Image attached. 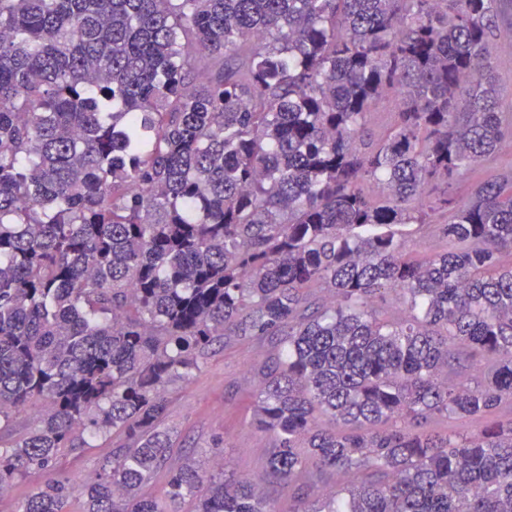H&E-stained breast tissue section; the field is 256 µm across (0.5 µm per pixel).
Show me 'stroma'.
I'll return each instance as SVG.
<instances>
[{
	"mask_svg": "<svg viewBox=\"0 0 512 512\" xmlns=\"http://www.w3.org/2000/svg\"><path fill=\"white\" fill-rule=\"evenodd\" d=\"M494 76L501 89L500 109L512 113V28L501 27L491 41ZM275 347L274 340L214 344L199 371L176 382L165 420L177 445L169 461L178 467L185 459L198 463L220 461L237 473L257 475L270 438L253 424L261 370ZM111 439H97L93 447L65 451L55 473L77 486L95 479L99 463L111 456Z\"/></svg>",
	"mask_w": 512,
	"mask_h": 512,
	"instance_id": "stroma-1",
	"label": "stroma"
}]
</instances>
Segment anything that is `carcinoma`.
I'll return each instance as SVG.
<instances>
[{
  "label": "carcinoma",
  "instance_id": "cac0c4a2",
  "mask_svg": "<svg viewBox=\"0 0 512 512\" xmlns=\"http://www.w3.org/2000/svg\"><path fill=\"white\" fill-rule=\"evenodd\" d=\"M495 5L0 0V441L48 407L0 451V490L46 475L22 512H68L52 464L106 436L83 512H274L264 482L347 471L321 512H512V417L427 426L512 407V173L448 193L512 130ZM274 336L264 478L186 462L147 495L170 384ZM512 28L501 27L491 40V50L494 58V76L501 89L499 100L501 112L512 113ZM510 416L508 408H502L486 414L479 418L448 416V419H440L435 426L441 429H447L455 433L469 436L476 433L486 424L507 419Z\"/></svg>",
  "mask_w": 512,
  "mask_h": 512
}]
</instances>
